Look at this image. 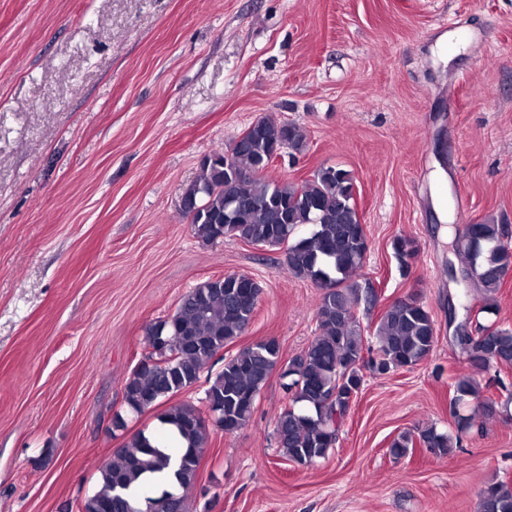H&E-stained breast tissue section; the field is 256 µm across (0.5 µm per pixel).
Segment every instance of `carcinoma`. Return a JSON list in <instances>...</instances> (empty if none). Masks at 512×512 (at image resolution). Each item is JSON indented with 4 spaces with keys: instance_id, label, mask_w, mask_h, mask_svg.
Here are the masks:
<instances>
[{
    "instance_id": "1",
    "label": "carcinoma",
    "mask_w": 512,
    "mask_h": 512,
    "mask_svg": "<svg viewBox=\"0 0 512 512\" xmlns=\"http://www.w3.org/2000/svg\"><path fill=\"white\" fill-rule=\"evenodd\" d=\"M305 145L300 126L260 118L226 146L230 165H224V152L215 153L181 196L198 239L210 243L229 236L279 249L288 272L319 289L318 333L288 362L284 389L289 403L274 428L282 455L299 465H309L335 447L363 369L386 374L411 368L428 358L437 339L431 312L417 295L392 302L374 329L364 333L355 307L374 299L356 281L368 240L354 200L353 177L332 165L320 166L301 183L266 176L275 152L300 153ZM505 237V225L491 222L467 224L457 233L461 280L480 290L481 313H497V295L512 269V244ZM392 249L403 265L417 254L415 241L405 236L395 237ZM261 293L256 281L234 274L209 279L190 289L172 316L149 325L145 343L150 352L124 382L126 412L138 417L198 381L211 360L243 334ZM459 328L457 342L473 369L512 365V329L494 322ZM279 353L276 340L257 342L225 360L224 369L207 379L204 406L219 410L224 427L238 430L250 420ZM452 388L457 431L471 424L460 413L464 407L475 405L487 419L497 413L496 400L482 394L473 376H457ZM158 421L173 427L186 447L172 457L158 448L154 434L140 430L129 435L100 468L97 489L84 498L79 512H188L186 491L196 483L209 426L203 409L190 403L170 406ZM417 443L446 454L452 451L453 437L432 427L417 437L403 432L393 439L389 453L404 457ZM169 466L182 493L164 490L132 504L131 488L140 475ZM481 512H512V484H488Z\"/></svg>"
}]
</instances>
